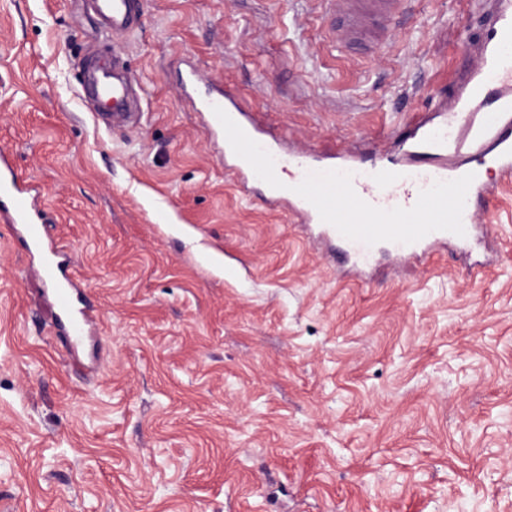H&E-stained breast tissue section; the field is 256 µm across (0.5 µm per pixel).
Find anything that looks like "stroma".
Listing matches in <instances>:
<instances>
[{
  "instance_id": "1",
  "label": "stroma",
  "mask_w": 512,
  "mask_h": 512,
  "mask_svg": "<svg viewBox=\"0 0 512 512\" xmlns=\"http://www.w3.org/2000/svg\"><path fill=\"white\" fill-rule=\"evenodd\" d=\"M495 8L415 0L373 56L329 42L321 0H136L117 43L79 0H0V147L98 332L73 355L0 223V512H512V185L481 212L484 266L347 278L237 190L179 89L192 62L288 147L374 162ZM93 43L140 80L138 126L80 98Z\"/></svg>"
}]
</instances>
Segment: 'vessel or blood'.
<instances>
[{
  "label": "vessel or blood",
  "mask_w": 512,
  "mask_h": 512,
  "mask_svg": "<svg viewBox=\"0 0 512 512\" xmlns=\"http://www.w3.org/2000/svg\"><path fill=\"white\" fill-rule=\"evenodd\" d=\"M411 2L335 0L341 21L330 34L339 44L365 41L382 48L393 20ZM94 8L113 36L130 35L132 0H94ZM182 74L186 97L204 116L205 134L224 144V170L236 186L262 185L266 206L285 209L315 236L339 242L347 264L367 265L379 247L420 262L438 247L482 241L477 202L496 191L484 171L492 166L512 178V0H504L487 28L455 103H438L432 118L417 115L397 135L384 163L369 168L344 148L326 157L285 150L223 84L204 80L191 64ZM81 88L110 108L113 126L139 120L129 109L130 82L119 72L88 69ZM10 158L1 147L0 222L28 248H38L40 193L18 177ZM69 264L66 254L51 251L43 273L56 290L58 329L80 339L89 335L95 317L84 284L66 273Z\"/></svg>",
  "instance_id": "vessel-or-blood-1"
}]
</instances>
